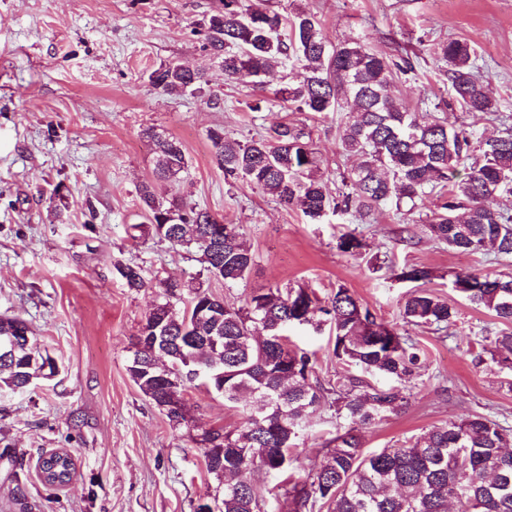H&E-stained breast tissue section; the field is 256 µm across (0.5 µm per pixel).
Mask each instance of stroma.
<instances>
[{"label":"stroma","mask_w":512,"mask_h":512,"mask_svg":"<svg viewBox=\"0 0 512 512\" xmlns=\"http://www.w3.org/2000/svg\"><path fill=\"white\" fill-rule=\"evenodd\" d=\"M215 0H0V316L27 322L59 372L24 391L0 390V512H194L220 500L224 485L205 468L197 434L234 429L245 410L225 406L205 388L184 394L188 421L172 426L126 372L139 329L162 302L160 279L172 277L243 306L275 288H306L327 299L343 287L379 320L404 331L421 361L401 388L403 409L364 432V454L414 440L432 425L483 415L512 428V370L484 350L486 338L512 324L471 303L453 287L455 273L512 277V258L463 253L425 230L437 195L406 211L389 204L363 218L308 220L260 187L225 177L208 132L232 140L268 135L292 121L309 132L329 189L357 163L336 112H299L276 99L279 73L225 79L202 49ZM285 16L316 14L329 41L345 38L414 73L394 74L390 88L410 112L450 118L491 137L512 118V0H264ZM465 39L497 102L500 119L448 108V76L437 43ZM207 69L196 93L166 94L150 82L160 65ZM178 139L187 167L162 185L164 196L238 225L255 263L245 280L224 284L204 274L195 251L141 231L138 189L154 179L155 150L143 132ZM356 231L362 253L341 252L339 236ZM142 267L146 288L126 287L118 266ZM430 269L425 287L456 312L451 334L408 326L401 307L416 285L398 280L403 265ZM312 352L311 381L330 387L340 365L329 328L291 332ZM336 435V414L323 400L311 414L293 462L296 480L315 472ZM67 449L75 475L44 486L40 455ZM26 491L16 500L15 487Z\"/></svg>","instance_id":"35a3bbf8"}]
</instances>
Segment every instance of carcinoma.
I'll return each instance as SVG.
<instances>
[{
  "mask_svg": "<svg viewBox=\"0 0 512 512\" xmlns=\"http://www.w3.org/2000/svg\"><path fill=\"white\" fill-rule=\"evenodd\" d=\"M203 50L218 62L228 79L247 72L256 77L275 69L288 72L276 97L298 112H335L352 103L354 115L339 127L345 152L357 165L342 183L346 190L331 195L320 175L319 158L304 128L294 123L276 126L270 136L241 143L213 129L212 143L224 175L243 178L285 205H296L313 223L330 214H367L389 202L416 205L427 194L442 198L428 221L431 237L451 249L492 253L497 260L512 257V210L494 208L490 201L512 195V126L495 138H482L463 125L420 117L406 111L390 91L394 72L413 70L405 59L393 62L360 43L323 35L315 16L300 11L288 18L242 0H218L208 19ZM436 54L448 66L451 102L473 115L498 116L477 70V53L465 39L438 44ZM150 81L166 93L195 91L205 72L178 62L155 69ZM156 153V181L138 189L141 209L153 233L173 244L195 246L208 275L226 284L246 278L254 258L234 224H226L197 206L177 198L164 201L158 186L176 180L186 156L176 138H158L143 131ZM466 176L454 181L458 168ZM338 248L350 254L365 248L354 232L339 237ZM134 290L147 282L138 265L117 268ZM432 272L405 266L396 278L426 282ZM163 304L171 306L163 333L171 346L167 361L177 370L196 367L210 372L207 390L224 402L249 403L245 426L236 430L208 429L196 443L206 469L224 483L223 512H260L263 495L252 473L265 469L284 476L288 512H303L322 501L328 512H512V442L509 429L475 415L428 428L408 445L384 448L365 456L362 429L402 407L405 396L392 387H375L350 374L351 368L404 380L420 360L418 348L390 324L381 322L346 288H338L326 304L303 288L270 289L251 295L241 307L213 292L189 290L173 279L160 282ZM454 288L469 301L512 323V278L493 273H457ZM315 330L330 324L334 354L344 372L336 374V416L341 420L333 447L317 471L304 482L288 475L304 420L320 401L321 388L309 382L311 357L292 344L288 328L300 324L298 311ZM404 323L446 329L455 322L448 302L426 289L411 293L402 309ZM490 353L512 360V331L490 341ZM55 360L40 344L0 348V388L24 390L35 373ZM130 377L153 404L167 392L139 367L127 366ZM196 385L186 376L172 389L180 412L169 423L187 421L184 392ZM41 482L64 487L75 474L74 462L52 454L38 465Z\"/></svg>",
  "mask_w": 512,
  "mask_h": 512,
  "instance_id": "1",
  "label": "carcinoma"
}]
</instances>
